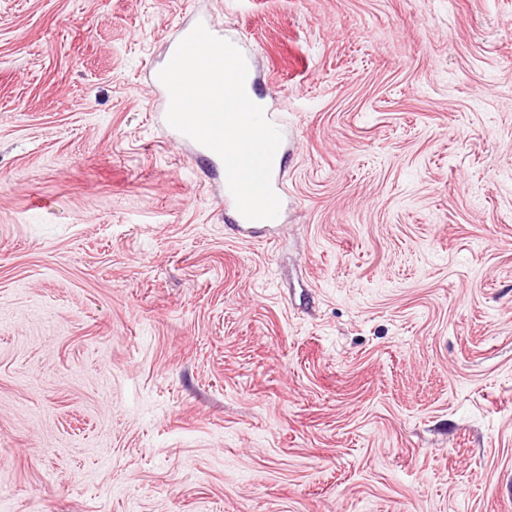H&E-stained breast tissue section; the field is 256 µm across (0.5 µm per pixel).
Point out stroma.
I'll return each instance as SVG.
<instances>
[{
  "instance_id": "stroma-1",
  "label": "stroma",
  "mask_w": 512,
  "mask_h": 512,
  "mask_svg": "<svg viewBox=\"0 0 512 512\" xmlns=\"http://www.w3.org/2000/svg\"><path fill=\"white\" fill-rule=\"evenodd\" d=\"M198 13L268 241L155 122ZM0 512H512V0H0ZM202 23L207 30L215 35L216 37L224 39V32L217 26L208 16L202 15L197 16L193 21L182 25L176 32V34L172 37L169 45L168 56L165 61L164 66L169 62L171 57L173 56L179 42L188 35L192 29L198 24ZM163 66V67H164ZM162 67V68H163ZM161 68V69H162ZM157 70L153 75V83L159 95V102L162 109V115L165 126L174 134L175 142L174 144L178 146L180 149L190 148L192 153L191 157L195 160H201L203 162L209 163V174L211 177L217 181L219 187L224 192V209L231 210L234 215V228L237 232L241 233L243 231H247L249 233H260L263 230H266L272 226L277 224H282L283 217L285 213V197L283 196V175H282V161L284 155L288 152V135L286 127L278 114V112H268L265 111L266 118L275 125L282 133V142L275 154L273 160V168H272V178L271 183L274 191L278 195L281 200V209L277 218L273 220H259V221H250L244 218L239 211L237 210L235 200L228 188L227 177L224 164L221 158L214 153L212 150L207 147L199 144L194 141L190 137L180 133L179 131L173 129L168 125L166 121V114L169 107L170 96L166 89V87L162 84V82L158 78V74L160 70Z\"/></svg>"
}]
</instances>
